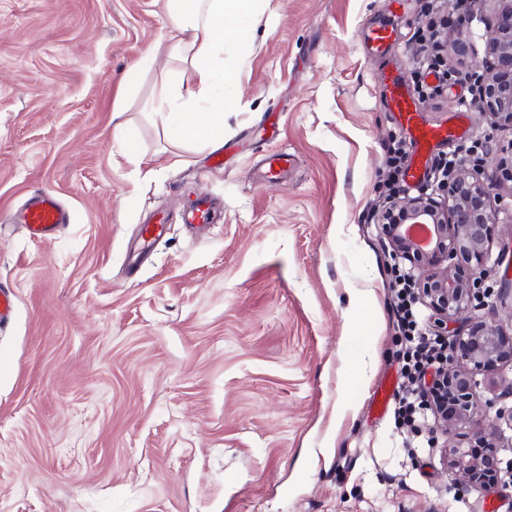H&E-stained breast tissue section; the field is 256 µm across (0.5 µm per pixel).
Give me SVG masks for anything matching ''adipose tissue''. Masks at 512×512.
Instances as JSON below:
<instances>
[{
    "label": "adipose tissue",
    "mask_w": 512,
    "mask_h": 512,
    "mask_svg": "<svg viewBox=\"0 0 512 512\" xmlns=\"http://www.w3.org/2000/svg\"><path fill=\"white\" fill-rule=\"evenodd\" d=\"M261 0H166L175 30L167 54L177 68L148 104L174 143L215 146L224 140V114L237 108L233 77L224 69V42L248 48L238 18L253 14ZM193 81H186V74Z\"/></svg>",
    "instance_id": "ef3b65f1"
}]
</instances>
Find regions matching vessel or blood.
Instances as JSON below:
<instances>
[{
	"label": "vessel or blood",
	"instance_id": "1",
	"mask_svg": "<svg viewBox=\"0 0 512 512\" xmlns=\"http://www.w3.org/2000/svg\"><path fill=\"white\" fill-rule=\"evenodd\" d=\"M395 40V30L385 24L370 28L366 35L368 48L378 54L387 52ZM384 97L396 123L408 134L413 155L418 159L417 164L410 169L409 177L413 181H420L425 175L422 157H425L433 146L447 140L451 132L447 128L431 126L422 121L414 95L399 74L392 73L386 76ZM185 221L197 225L212 223L213 210L210 200L202 197L194 201L186 212ZM21 222L31 239L42 241L57 234L66 224L67 215L56 197L52 193L44 192L29 201Z\"/></svg>",
	"mask_w": 512,
	"mask_h": 512
}]
</instances>
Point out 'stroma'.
I'll return each instance as SVG.
<instances>
[{"instance_id":"1","label":"stroma","mask_w":512,"mask_h":512,"mask_svg":"<svg viewBox=\"0 0 512 512\" xmlns=\"http://www.w3.org/2000/svg\"><path fill=\"white\" fill-rule=\"evenodd\" d=\"M166 0H0V216L54 192L70 222L28 238L0 223V289L15 307L0 323V512H512V364L476 374L480 417L492 423L494 482L461 485L447 435L425 410L406 424L369 403L401 384L404 338L391 293L397 271L374 215L385 155L406 140L383 104L399 72L415 84L428 12L449 25L446 0H265L242 19L250 47L224 44L241 102L224 115L223 167L212 148L176 146L145 102L167 68L174 34ZM478 0L465 50L423 120L452 125L487 67ZM398 40L369 51L367 28ZM157 52L134 88L124 77ZM140 133L126 156L112 120ZM447 157L478 143L464 165L512 151V129L469 110ZM293 153L283 178L264 175ZM217 211L196 228L199 194ZM489 274L469 321L428 335L448 358L470 322L512 331V183L493 190ZM165 220L137 261L144 225Z\"/></svg>"}]
</instances>
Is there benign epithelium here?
<instances>
[{"mask_svg":"<svg viewBox=\"0 0 512 512\" xmlns=\"http://www.w3.org/2000/svg\"><path fill=\"white\" fill-rule=\"evenodd\" d=\"M485 21L486 47L492 62L476 76L475 107L512 128V0ZM492 175L461 165L441 183L442 199L396 196L375 215L395 254L430 273L414 280V288L446 322L473 308L480 275L489 257L490 228L499 210L492 190L501 180L512 181V159L493 158ZM512 363V335L494 318L475 322L460 342V354L443 369L438 382L450 405L437 410L438 424L448 433L471 428L482 441L481 458L459 454L455 466L464 483L482 482L496 474L492 426L478 419L474 377L479 371Z\"/></svg>","mask_w":512,"mask_h":512,"instance_id":"benign-epithelium-1","label":"benign epithelium"}]
</instances>
